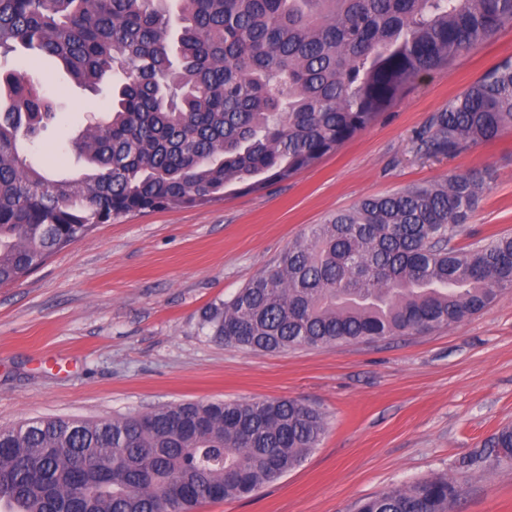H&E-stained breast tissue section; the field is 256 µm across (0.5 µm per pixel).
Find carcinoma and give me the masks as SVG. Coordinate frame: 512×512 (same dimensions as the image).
I'll return each mask as SVG.
<instances>
[{
  "instance_id": "cac0c4a2",
  "label": "carcinoma",
  "mask_w": 512,
  "mask_h": 512,
  "mask_svg": "<svg viewBox=\"0 0 512 512\" xmlns=\"http://www.w3.org/2000/svg\"><path fill=\"white\" fill-rule=\"evenodd\" d=\"M512 23V0H0V57L20 47L112 97L50 177L29 159L56 120L23 69L0 73V287L97 224L258 192L316 164ZM512 129V58L448 101L416 152L453 157ZM481 173L366 197L313 224L231 299L214 341L253 351L327 347L450 328L512 293V235L459 248ZM321 412L294 399L183 402L91 421L0 428V512H194L276 483L318 447ZM512 463V426L467 466ZM448 478L394 487L358 512H454Z\"/></svg>"
}]
</instances>
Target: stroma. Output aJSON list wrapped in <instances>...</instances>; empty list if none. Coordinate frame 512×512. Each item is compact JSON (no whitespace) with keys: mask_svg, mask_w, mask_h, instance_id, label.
I'll return each mask as SVG.
<instances>
[{"mask_svg":"<svg viewBox=\"0 0 512 512\" xmlns=\"http://www.w3.org/2000/svg\"><path fill=\"white\" fill-rule=\"evenodd\" d=\"M512 24L422 77L369 128L263 192L99 224L0 288V426L38 417L87 420L186 401L297 399L323 413L314 448L276 484L196 512H356L360 500L447 476L458 512H512V465L486 473L461 459L512 425V295L423 335L261 352L206 336L200 312L227 300L288 244L362 198L480 170L486 191L459 245L512 232V130L453 158L412 139L501 60ZM38 78L58 107L29 150L71 176L68 136L96 99L53 62L20 50L0 68Z\"/></svg>","mask_w":512,"mask_h":512,"instance_id":"1","label":"stroma"}]
</instances>
